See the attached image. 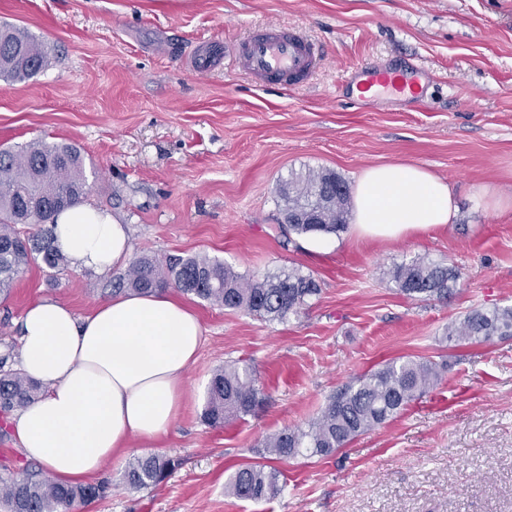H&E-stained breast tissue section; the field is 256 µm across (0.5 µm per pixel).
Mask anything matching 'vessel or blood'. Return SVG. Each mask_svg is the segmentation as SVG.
<instances>
[{
  "mask_svg": "<svg viewBox=\"0 0 512 512\" xmlns=\"http://www.w3.org/2000/svg\"><path fill=\"white\" fill-rule=\"evenodd\" d=\"M234 67L258 84L298 89L307 83L320 63V51L302 31L268 25L244 37L230 51ZM359 92L374 91V103L385 107L387 94H404L412 100L425 96L431 75L419 64L407 67H366L351 76Z\"/></svg>",
  "mask_w": 512,
  "mask_h": 512,
  "instance_id": "vessel-or-blood-1",
  "label": "vessel or blood"
}]
</instances>
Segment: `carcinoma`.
Instances as JSON below:
<instances>
[{
  "label": "carcinoma",
  "instance_id": "carcinoma-1",
  "mask_svg": "<svg viewBox=\"0 0 512 512\" xmlns=\"http://www.w3.org/2000/svg\"><path fill=\"white\" fill-rule=\"evenodd\" d=\"M46 64L41 42L25 29L0 23V79L25 81ZM88 180L81 151L69 143L34 142L25 147L0 148V295L8 298L31 262L40 261L51 273L63 270L67 256L57 246L54 218L81 202ZM283 220L288 233L299 237L338 235L347 229L350 187L332 172L291 174L282 182ZM26 224L22 234L17 226ZM388 275L400 293L411 300H446L460 278L443 261L425 258L393 266ZM172 287L212 305L244 310L268 321L283 322L296 315L320 284L300 269L246 278L223 261L207 255L170 257L161 262L141 255L126 270L112 276L115 293H147ZM512 337V307L474 309L448 324L452 342L486 344ZM0 358V412L20 410L34 402L42 386L11 369ZM445 365L431 360L398 357L385 362L329 395L308 428L285 429L266 438L261 447L277 459L329 456L358 435L392 419L434 386ZM265 402L246 367L226 365L215 370L207 390L203 421L220 426L230 416L252 415ZM179 466V460L159 454L135 456L127 463L123 481L133 490H152ZM280 472L267 464L238 468L224 486L237 499L261 501L281 492ZM104 484L65 486L41 466L20 476L0 475V508L4 512H71L103 496Z\"/></svg>",
  "mask_w": 512,
  "mask_h": 512
}]
</instances>
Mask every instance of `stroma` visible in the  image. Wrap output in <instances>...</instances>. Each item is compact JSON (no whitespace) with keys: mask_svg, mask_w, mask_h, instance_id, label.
I'll return each mask as SVG.
<instances>
[{"mask_svg":"<svg viewBox=\"0 0 512 512\" xmlns=\"http://www.w3.org/2000/svg\"><path fill=\"white\" fill-rule=\"evenodd\" d=\"M0 22L47 52L22 83L0 80V146L69 142L86 158L87 204L128 225L131 250L158 259L205 254L261 279L298 268L321 285L299 315L265 321L186 297L204 341L169 434L133 454L180 466L157 488L121 483L128 456L101 474L105 498L82 512H512V338L451 346L448 323L512 306V0H0ZM302 30L325 61L307 87H256L201 45H232L266 25ZM424 64V105L386 109L336 95L353 67ZM407 162L451 185L454 223L407 238L353 230L305 250L282 230L281 181L308 169L348 184L371 166ZM418 257L461 272L445 302L413 301L387 277ZM106 274L31 265L0 303V354L43 297L84 316L108 302ZM449 360L441 381L394 418L329 457L271 461L261 443L307 428L326 398L400 357ZM253 367L267 403L210 427L213 371ZM132 454V455H133ZM275 463L282 491L227 496L239 466Z\"/></svg>","mask_w":512,"mask_h":512,"instance_id":"obj_1","label":"stroma"}]
</instances>
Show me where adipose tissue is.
<instances>
[{
  "mask_svg": "<svg viewBox=\"0 0 512 512\" xmlns=\"http://www.w3.org/2000/svg\"><path fill=\"white\" fill-rule=\"evenodd\" d=\"M455 216L449 184L414 164L367 168L354 187V230L365 238L400 239ZM55 233L80 269L106 272L130 257L127 226L81 203L58 217ZM202 335L197 315L166 290L125 293L83 317L54 298L33 303L22 321L20 370L45 392L13 419L26 459L78 484L132 443L166 436Z\"/></svg>",
  "mask_w": 512,
  "mask_h": 512,
  "instance_id": "1",
  "label": "adipose tissue"
}]
</instances>
